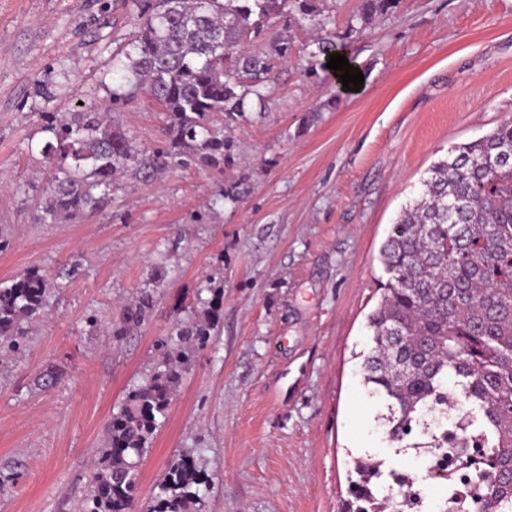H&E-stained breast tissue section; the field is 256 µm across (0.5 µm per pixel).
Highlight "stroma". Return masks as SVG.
<instances>
[{"label":"stroma","instance_id":"obj_1","mask_svg":"<svg viewBox=\"0 0 512 512\" xmlns=\"http://www.w3.org/2000/svg\"><path fill=\"white\" fill-rule=\"evenodd\" d=\"M135 13L134 0H0V281L31 267L50 279L48 318L26 351L0 355V512H77L113 412L202 288L221 292V320L143 460L140 501L180 454L208 476L203 512H339L367 454L437 497L440 481L375 420L367 315L380 248L427 169L512 118V0H400L349 44L364 83L336 108L298 52L263 112L230 124L223 172L127 178L109 211L34 223L39 115L103 103ZM114 119L145 148L161 124L143 95ZM159 264L170 275L153 311L112 341L105 326Z\"/></svg>","mask_w":512,"mask_h":512}]
</instances>
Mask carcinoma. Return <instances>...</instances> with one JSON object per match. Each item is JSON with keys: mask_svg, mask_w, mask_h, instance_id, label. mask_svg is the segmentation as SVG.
<instances>
[{"mask_svg": "<svg viewBox=\"0 0 512 512\" xmlns=\"http://www.w3.org/2000/svg\"><path fill=\"white\" fill-rule=\"evenodd\" d=\"M397 0H361L341 30L329 29L319 0H137L132 32L112 55V89L102 107L43 112L39 132L44 183L34 223H79L112 207L122 178L144 184L172 169L224 170L235 144L216 112L234 122L249 101L265 104L274 73L293 54L290 24L323 31L305 51L312 69L327 70L329 55L362 34ZM162 112L155 146L139 149L111 112L141 92ZM512 119L490 134L455 147L433 163L419 196L402 208L380 249L387 279L367 317L371 345L362 384L382 400L378 419L388 440L415 430L431 437L415 448L448 447L449 421L457 447L478 440L488 471L475 472L479 512H512ZM49 282L37 269L0 282V353H20L30 325L49 311ZM156 289H139L112 340L142 326ZM219 322L176 312L151 369L112 413L108 442L95 464L79 512H137L139 465L162 426L174 390L209 344ZM357 479L341 512H385L390 498L375 487L396 470L370 456L354 460ZM206 476L191 457L174 458L143 512H201Z\"/></svg>", "mask_w": 512, "mask_h": 512, "instance_id": "cac0c4a2", "label": "carcinoma"}]
</instances>
